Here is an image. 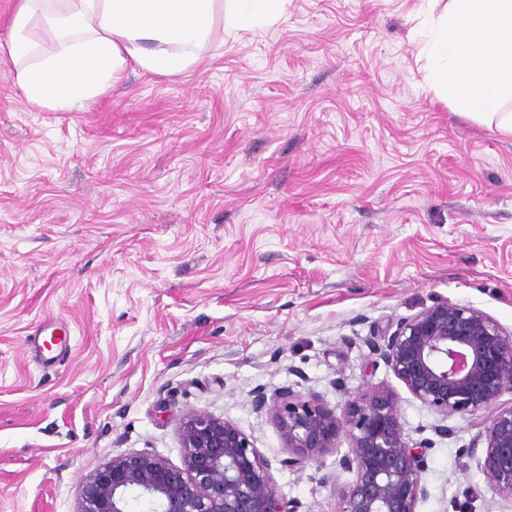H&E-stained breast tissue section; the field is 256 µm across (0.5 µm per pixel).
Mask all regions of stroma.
Segmentation results:
<instances>
[{
  "label": "stroma",
  "instance_id": "1",
  "mask_svg": "<svg viewBox=\"0 0 512 512\" xmlns=\"http://www.w3.org/2000/svg\"><path fill=\"white\" fill-rule=\"evenodd\" d=\"M423 0H288L206 63L126 70L81 112L29 103L0 63V512H79V484L144 451L182 467L180 418L243 430L295 512H334L339 436L288 469L284 388L342 409L377 387L430 439L418 512H512L447 420L370 351L439 302L512 333V137L426 84ZM66 323L44 364L28 338ZM447 424L450 436L434 428ZM49 333L55 339V349L44 351L42 335ZM32 349L39 354L45 363L53 365L60 362L70 348V331L67 325L53 321L40 323L35 332L29 338Z\"/></svg>",
  "mask_w": 512,
  "mask_h": 512
}]
</instances>
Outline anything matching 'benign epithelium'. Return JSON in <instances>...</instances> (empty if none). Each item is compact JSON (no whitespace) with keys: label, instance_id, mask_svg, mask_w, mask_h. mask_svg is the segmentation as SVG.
Segmentation results:
<instances>
[{"label":"benign epithelium","instance_id":"7a95c632","mask_svg":"<svg viewBox=\"0 0 512 512\" xmlns=\"http://www.w3.org/2000/svg\"><path fill=\"white\" fill-rule=\"evenodd\" d=\"M372 351L407 391L443 419L474 415L512 393V333L466 305L439 303L399 322ZM277 424L290 469L320 464L344 434L339 466L353 474L336 490V512H417L428 496L423 451L406 436L399 398L375 388L341 411L292 390L276 396ZM184 467L148 452L112 458L79 486L80 512H128L131 494L150 512H294L270 464L236 425L203 411L179 420ZM484 443L482 469L493 492L512 500V405L489 416L471 450Z\"/></svg>","mask_w":512,"mask_h":512}]
</instances>
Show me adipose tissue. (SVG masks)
Masks as SVG:
<instances>
[{
	"label": "adipose tissue",
	"mask_w": 512,
	"mask_h": 512,
	"mask_svg": "<svg viewBox=\"0 0 512 512\" xmlns=\"http://www.w3.org/2000/svg\"><path fill=\"white\" fill-rule=\"evenodd\" d=\"M287 0H19L7 45L25 98L84 110L133 66L174 75L200 65L216 12L229 28L276 21ZM431 87L457 111L512 135V0H426ZM40 26L44 44L29 36Z\"/></svg>",
	"instance_id": "obj_1"
}]
</instances>
